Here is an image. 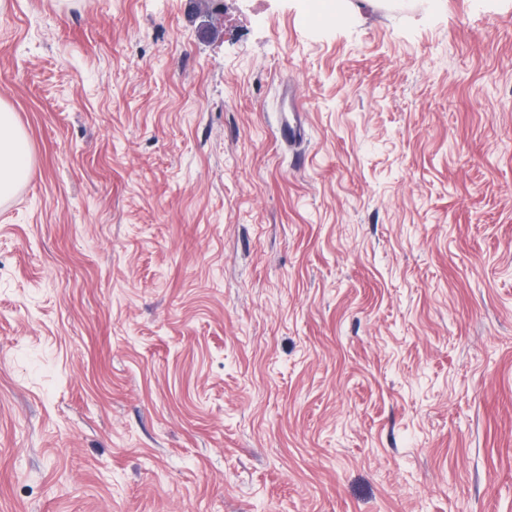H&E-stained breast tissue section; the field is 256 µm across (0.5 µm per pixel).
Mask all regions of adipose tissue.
<instances>
[{
    "label": "adipose tissue",
    "instance_id": "adipose-tissue-1",
    "mask_svg": "<svg viewBox=\"0 0 512 512\" xmlns=\"http://www.w3.org/2000/svg\"><path fill=\"white\" fill-rule=\"evenodd\" d=\"M32 159L27 136L14 113L0 100V200L9 199L31 171Z\"/></svg>",
    "mask_w": 512,
    "mask_h": 512
}]
</instances>
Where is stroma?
<instances>
[{
	"instance_id": "35a3bbf8",
	"label": "stroma",
	"mask_w": 512,
	"mask_h": 512,
	"mask_svg": "<svg viewBox=\"0 0 512 512\" xmlns=\"http://www.w3.org/2000/svg\"><path fill=\"white\" fill-rule=\"evenodd\" d=\"M0 100V512H512V0H0ZM288 123L284 126V136L288 143L298 144L303 141L304 127L301 114L304 112L292 88L288 91ZM32 159L27 136L14 113L0 100V200L9 199L31 171Z\"/></svg>"
}]
</instances>
